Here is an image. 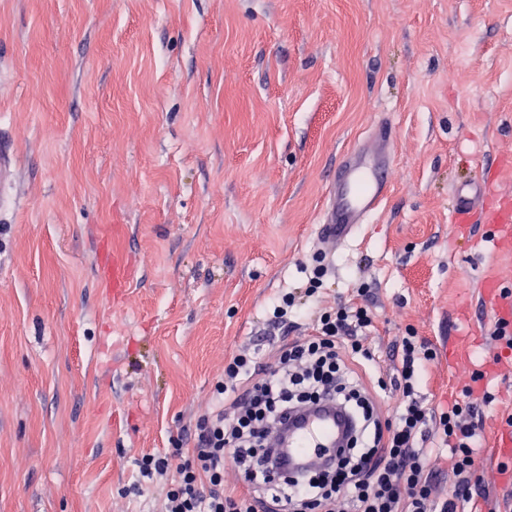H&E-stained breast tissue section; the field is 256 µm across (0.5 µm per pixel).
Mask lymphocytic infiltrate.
I'll return each mask as SVG.
<instances>
[{
	"instance_id": "obj_1",
	"label": "lymphocytic infiltrate",
	"mask_w": 512,
	"mask_h": 512,
	"mask_svg": "<svg viewBox=\"0 0 512 512\" xmlns=\"http://www.w3.org/2000/svg\"><path fill=\"white\" fill-rule=\"evenodd\" d=\"M358 295L317 311L290 292L273 302L274 325L304 323L275 365L239 350L224 364L216 407L190 429V447L137 459L140 478L158 491V512H467L481 486L477 415L494 395L477 372L462 399L428 407L420 388L435 354L411 332L396 345L394 388L365 390L353 365L373 359L363 338L374 314L366 288ZM324 402L353 418L345 447L305 475L274 478L272 436L290 413ZM444 461L455 480L440 502L432 491ZM229 462L243 470L244 490L225 484Z\"/></svg>"
}]
</instances>
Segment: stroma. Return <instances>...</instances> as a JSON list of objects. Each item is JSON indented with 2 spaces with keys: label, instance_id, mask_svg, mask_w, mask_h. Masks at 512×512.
Wrapping results in <instances>:
<instances>
[{
  "label": "stroma",
  "instance_id": "stroma-1",
  "mask_svg": "<svg viewBox=\"0 0 512 512\" xmlns=\"http://www.w3.org/2000/svg\"><path fill=\"white\" fill-rule=\"evenodd\" d=\"M386 117L393 192L319 301L368 285L367 386L408 328L436 352L429 405L489 364L493 499L512 353L482 288L512 289V244L450 210L491 170L512 196V0H0V512H153L136 458L177 446L241 347L273 364L268 306Z\"/></svg>",
  "mask_w": 512,
  "mask_h": 512
}]
</instances>
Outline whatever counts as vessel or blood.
I'll use <instances>...</instances> for the list:
<instances>
[{
    "mask_svg": "<svg viewBox=\"0 0 512 512\" xmlns=\"http://www.w3.org/2000/svg\"><path fill=\"white\" fill-rule=\"evenodd\" d=\"M395 131L388 120L378 121L364 142L340 159L330 181L319 224L320 241L328 252L351 240L362 224L368 223L387 200L393 168ZM499 176L491 172L482 180L457 186L453 192V220L469 224L482 219L494 225L501 242L512 241V200L503 197ZM340 423L334 411L324 409L302 414L288 436H276L282 448L299 467L311 465V454L337 445Z\"/></svg>",
    "mask_w": 512,
    "mask_h": 512,
    "instance_id": "b4317fda",
    "label": "vessel or blood"
}]
</instances>
